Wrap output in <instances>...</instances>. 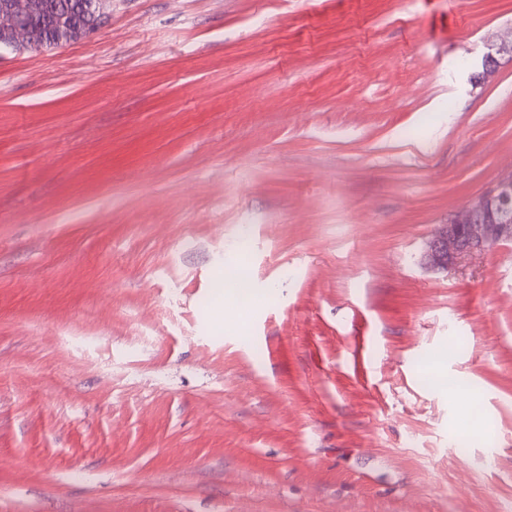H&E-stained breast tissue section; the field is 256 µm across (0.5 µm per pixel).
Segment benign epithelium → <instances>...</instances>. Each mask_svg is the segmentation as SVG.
<instances>
[{"mask_svg":"<svg viewBox=\"0 0 512 512\" xmlns=\"http://www.w3.org/2000/svg\"><path fill=\"white\" fill-rule=\"evenodd\" d=\"M46 9L45 0H0V49H54L93 35L75 32L65 8L56 25L57 39L50 41L37 22ZM503 241H512V175L497 179L483 196L439 227L427 242L424 257L444 268Z\"/></svg>","mask_w":512,"mask_h":512,"instance_id":"1","label":"benign epithelium"}]
</instances>
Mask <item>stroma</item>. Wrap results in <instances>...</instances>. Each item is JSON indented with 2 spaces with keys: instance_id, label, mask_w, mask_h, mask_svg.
<instances>
[{
  "instance_id": "stroma-1",
  "label": "stroma",
  "mask_w": 512,
  "mask_h": 512,
  "mask_svg": "<svg viewBox=\"0 0 512 512\" xmlns=\"http://www.w3.org/2000/svg\"><path fill=\"white\" fill-rule=\"evenodd\" d=\"M511 31L112 0L0 50V512H512V242L421 260L512 172Z\"/></svg>"
}]
</instances>
